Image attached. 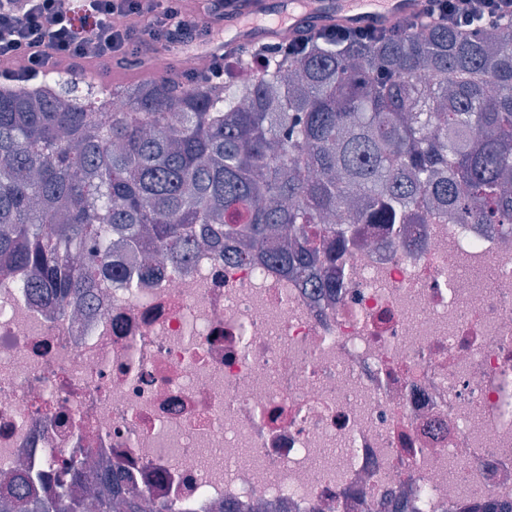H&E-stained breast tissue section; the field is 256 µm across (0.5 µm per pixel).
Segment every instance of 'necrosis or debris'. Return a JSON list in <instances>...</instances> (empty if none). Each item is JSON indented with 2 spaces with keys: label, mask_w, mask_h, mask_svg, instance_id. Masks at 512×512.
I'll return each mask as SVG.
<instances>
[{
  "label": "necrosis or debris",
  "mask_w": 512,
  "mask_h": 512,
  "mask_svg": "<svg viewBox=\"0 0 512 512\" xmlns=\"http://www.w3.org/2000/svg\"><path fill=\"white\" fill-rule=\"evenodd\" d=\"M49 307L0 273V480L120 472L170 512H512V236L356 224L322 292L196 252Z\"/></svg>",
  "instance_id": "necrosis-or-debris-1"
}]
</instances>
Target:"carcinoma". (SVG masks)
Wrapping results in <instances>:
<instances>
[{
  "instance_id": "1",
  "label": "carcinoma",
  "mask_w": 512,
  "mask_h": 512,
  "mask_svg": "<svg viewBox=\"0 0 512 512\" xmlns=\"http://www.w3.org/2000/svg\"><path fill=\"white\" fill-rule=\"evenodd\" d=\"M73 76L0 89V266L61 305L114 270L121 239L175 265L198 247L278 246L314 278L330 226L495 224L512 232V29L443 24L270 54L247 88L170 77L76 94ZM125 108L110 112L112 99ZM0 483V512H168L134 491L61 485L44 502Z\"/></svg>"
}]
</instances>
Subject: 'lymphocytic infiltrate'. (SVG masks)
I'll return each mask as SVG.
<instances>
[{
  "label": "lymphocytic infiltrate",
  "mask_w": 512,
  "mask_h": 512,
  "mask_svg": "<svg viewBox=\"0 0 512 512\" xmlns=\"http://www.w3.org/2000/svg\"><path fill=\"white\" fill-rule=\"evenodd\" d=\"M203 14L185 0H82L92 22L77 35L72 9L60 0H0V80L16 81V57H25L27 79L65 66L86 70L142 61L144 51L176 54L222 35L226 18L238 15L237 0H204ZM512 20V0H423L414 28L441 24L459 33L479 22Z\"/></svg>",
  "instance_id": "obj_1"
}]
</instances>
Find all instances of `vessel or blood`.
<instances>
[{
  "mask_svg": "<svg viewBox=\"0 0 512 512\" xmlns=\"http://www.w3.org/2000/svg\"><path fill=\"white\" fill-rule=\"evenodd\" d=\"M421 0H285L281 11L271 13L268 0H254L250 13L259 24L226 28L225 47L279 38L282 30L295 33L309 25L381 28L421 10Z\"/></svg>",
  "mask_w": 512,
  "mask_h": 512,
  "instance_id": "1",
  "label": "vessel or blood"
}]
</instances>
